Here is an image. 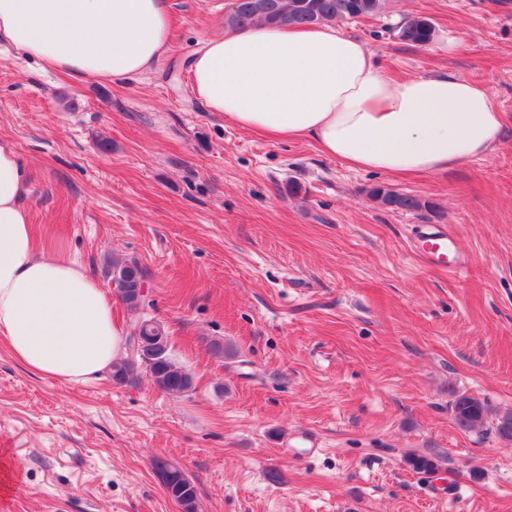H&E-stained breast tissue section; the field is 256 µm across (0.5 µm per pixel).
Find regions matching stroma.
<instances>
[{
  "instance_id": "obj_1",
  "label": "stroma",
  "mask_w": 512,
  "mask_h": 512,
  "mask_svg": "<svg viewBox=\"0 0 512 512\" xmlns=\"http://www.w3.org/2000/svg\"><path fill=\"white\" fill-rule=\"evenodd\" d=\"M226 8L171 0L169 52L128 83L78 82L0 45V139L28 171L38 243L112 295L107 266L136 261L142 310L193 380L178 395L141 368L126 384L58 381L0 342V451L21 470L0 512H181L157 457L193 480L198 512H512V443L461 431L448 409L455 389L512 412V0H386L341 23L391 76L479 83L503 114L487 156L407 176L208 111L186 61L224 33ZM414 17L429 44L395 38ZM376 186L433 209L389 210ZM415 224L447 227L468 265L426 266ZM112 317L131 333L114 295ZM413 452L438 471L409 468Z\"/></svg>"
}]
</instances>
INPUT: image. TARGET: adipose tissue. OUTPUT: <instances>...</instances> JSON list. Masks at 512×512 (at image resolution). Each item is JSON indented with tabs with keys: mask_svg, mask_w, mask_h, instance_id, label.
<instances>
[{
	"mask_svg": "<svg viewBox=\"0 0 512 512\" xmlns=\"http://www.w3.org/2000/svg\"><path fill=\"white\" fill-rule=\"evenodd\" d=\"M170 0H0V43L76 81L133 80L169 48ZM196 95L225 122L309 140L348 168L439 173L488 155L503 116L485 87L445 73L393 78L333 25L257 24L205 42ZM28 171L0 140V340L29 370L79 382L121 348L112 302L64 253L40 250L22 203Z\"/></svg>",
	"mask_w": 512,
	"mask_h": 512,
	"instance_id": "1",
	"label": "adipose tissue"
}]
</instances>
